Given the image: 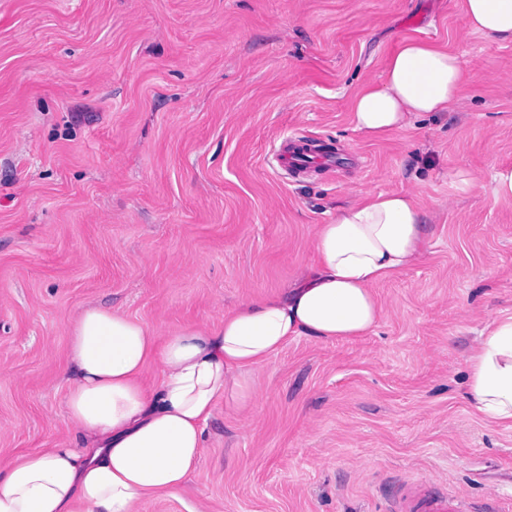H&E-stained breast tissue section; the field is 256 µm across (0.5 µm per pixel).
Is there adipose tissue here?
Returning a JSON list of instances; mask_svg holds the SVG:
<instances>
[{"mask_svg": "<svg viewBox=\"0 0 512 512\" xmlns=\"http://www.w3.org/2000/svg\"><path fill=\"white\" fill-rule=\"evenodd\" d=\"M459 29L492 44L512 43V0H464ZM459 58L405 40L382 75L352 103L356 131L383 139L423 115L462 104ZM413 192L366 193L318 225L313 267L282 296L243 302L217 325L159 337L123 312L84 308L72 321L75 375L64 416L77 447L44 448L0 468V512H138L143 501L182 490L206 446L217 405L249 397L248 372L289 340L365 336L383 317L374 286L412 267L429 246ZM157 361L161 376L144 368ZM468 400L486 420L512 423V315L488 321L468 360Z\"/></svg>", "mask_w": 512, "mask_h": 512, "instance_id": "adipose-tissue-1", "label": "adipose tissue"}]
</instances>
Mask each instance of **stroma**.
Instances as JSON below:
<instances>
[{"label": "stroma", "mask_w": 512, "mask_h": 512, "mask_svg": "<svg viewBox=\"0 0 512 512\" xmlns=\"http://www.w3.org/2000/svg\"><path fill=\"white\" fill-rule=\"evenodd\" d=\"M463 0H0V466L74 439L71 319L166 336L286 293L317 225L358 193L412 191L429 249L375 286L373 333L301 336L218 407L176 496L139 512H386L423 479L512 494V425L467 398L483 324L512 315V43L462 35ZM456 54L463 106L383 140L351 103L398 44ZM320 153L294 179L273 149ZM474 172L452 194L453 169ZM491 192L495 200H512V165L500 164L493 168Z\"/></svg>", "instance_id": "1"}]
</instances>
